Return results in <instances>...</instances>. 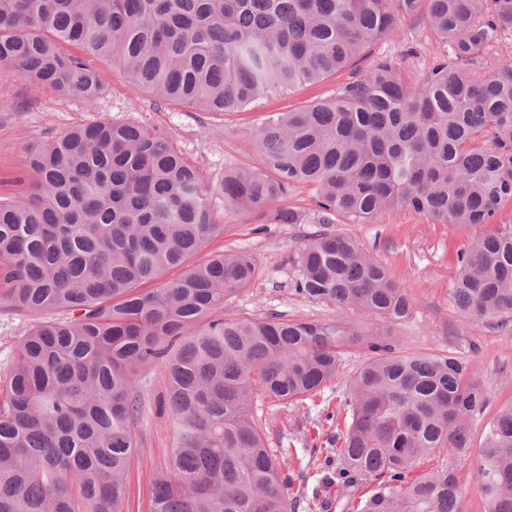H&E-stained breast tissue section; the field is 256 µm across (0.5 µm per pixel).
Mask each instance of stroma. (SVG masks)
Returning a JSON list of instances; mask_svg holds the SVG:
<instances>
[{
    "instance_id": "stroma-1",
    "label": "stroma",
    "mask_w": 512,
    "mask_h": 512,
    "mask_svg": "<svg viewBox=\"0 0 512 512\" xmlns=\"http://www.w3.org/2000/svg\"><path fill=\"white\" fill-rule=\"evenodd\" d=\"M403 32V39L385 38L373 44L360 69L390 57L403 65L414 85H421L435 56L447 54L448 45L422 22L405 21ZM104 71L106 92L90 106L78 97H62L31 85L11 68L0 65V101L8 104L7 109L0 110V194L21 192L17 179L23 174L28 146L97 121L134 122L171 135L204 177L215 183L223 176L226 164L259 167L260 160L249 144L250 132L259 122L334 95L352 78L351 72L344 71L316 85L289 92L277 89L248 110L216 116L152 97L134 86L119 64H106ZM314 195L312 186L299 185L283 201L286 207L306 211L305 223L267 224L259 232L245 217L226 215L223 205L215 206V218L224 231L208 241L205 252H245L254 257L258 268L256 278L225 307L224 317L260 318L272 312L296 321L339 319L349 333L362 339L378 337L408 353L452 352L467 359L473 377L489 393L484 411L470 421L472 449L464 454L439 451L419 470H452L461 487L463 512H487L477 481L476 450L498 408L512 403V313L468 322L454 307L450 290L456 275L455 252L493 228L512 226V203L501 210L492 225L437 224L407 209L379 214L370 222L340 215L325 225L311 210ZM325 232L351 237L404 284L412 300L406 320L390 323L355 310L340 313L332 304L295 293L298 271L289 264L288 256L311 236ZM38 320L37 314L13 309L0 298V371L13 356L15 340ZM138 386L144 396L143 415L137 425L141 447L130 464L124 512H148L153 477L166 466L174 450L168 416L157 403L166 388L164 365L141 370ZM347 396L346 382L341 379L294 405L257 398L254 419L262 426L272 453L287 459L293 478L288 512H359L361 500L374 490V483L367 480L350 487L336 483L338 449L347 426Z\"/></svg>"
}]
</instances>
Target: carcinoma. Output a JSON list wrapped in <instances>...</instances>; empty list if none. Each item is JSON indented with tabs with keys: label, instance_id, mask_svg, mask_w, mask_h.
<instances>
[{
	"label": "carcinoma",
	"instance_id": "cac0c4a2",
	"mask_svg": "<svg viewBox=\"0 0 512 512\" xmlns=\"http://www.w3.org/2000/svg\"><path fill=\"white\" fill-rule=\"evenodd\" d=\"M406 19L448 43L422 86L384 59L260 122L250 142L263 172L228 164L213 186L173 137L131 122L75 126L26 152L28 193L0 198V294L43 319L0 375V512H123L141 444L137 374L159 363L175 448L149 512H288V462L267 448L253 403L299 401L343 375L338 478L377 482L360 512H462L453 472L409 473L470 450L489 393L466 359L362 342L340 321L215 319L257 274L246 254L167 273L224 231L213 199L256 224H301L280 205L298 184L314 187L321 224L400 208L493 223L512 203V65H492L489 50L512 32V0H0V64L92 104L104 91L95 62L116 61L155 98L224 115L357 65ZM289 262L301 296L409 315L408 290L346 236L321 233ZM456 263L460 313L512 312L511 226ZM359 342L368 356L347 375L344 351ZM477 472L488 512H512V405L489 422Z\"/></svg>",
	"mask_w": 512,
	"mask_h": 512
}]
</instances>
